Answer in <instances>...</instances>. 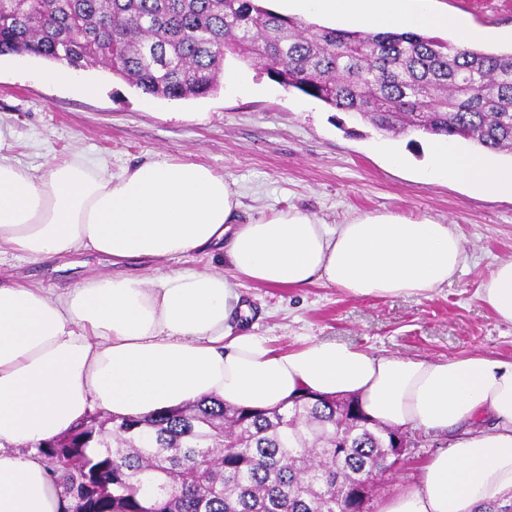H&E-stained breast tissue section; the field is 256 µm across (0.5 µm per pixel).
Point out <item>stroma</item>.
Segmentation results:
<instances>
[{
	"label": "stroma",
	"mask_w": 512,
	"mask_h": 512,
	"mask_svg": "<svg viewBox=\"0 0 512 512\" xmlns=\"http://www.w3.org/2000/svg\"><path fill=\"white\" fill-rule=\"evenodd\" d=\"M433 7L481 31L478 47L512 49V0H434ZM39 67L27 56L0 57V154L23 167L42 168L78 153L116 174L165 156L206 164L235 182L244 223L293 207L323 224L395 213L452 225L462 238L463 270L426 298L358 299L320 283L301 289L243 283L247 331L279 347L310 337L377 355L512 358V324L496 320L478 299L494 267L512 260V197L422 181L428 135L377 130L231 57L225 69L248 70L253 91L224 84L208 97L187 100L143 94L100 67L77 70L70 83L48 84L39 79ZM392 152L404 156L403 166L388 164ZM223 257L215 248L158 269L145 260L114 267L89 251L40 263L5 254L0 278L35 281L52 292L114 268L147 277L161 269L219 271ZM410 435L415 446L373 488L370 512H379L398 485L412 483L419 465L448 443L444 435L415 429Z\"/></svg>",
	"instance_id": "35a3bbf8"
}]
</instances>
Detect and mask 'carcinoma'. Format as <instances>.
<instances>
[{"label": "carcinoma", "mask_w": 512, "mask_h": 512, "mask_svg": "<svg viewBox=\"0 0 512 512\" xmlns=\"http://www.w3.org/2000/svg\"><path fill=\"white\" fill-rule=\"evenodd\" d=\"M84 20L85 39L69 36ZM0 56L102 66L169 100L216 92L224 60L376 129L512 153V51L423 32L342 30L261 0H0ZM398 427L353 398L253 410L219 398L140 417L91 414L35 446L67 512H350L364 469L395 464Z\"/></svg>", "instance_id": "carcinoma-1"}]
</instances>
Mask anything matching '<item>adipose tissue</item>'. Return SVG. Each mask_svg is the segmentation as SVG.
<instances>
[{"label":"adipose tissue","mask_w":512,"mask_h":512,"mask_svg":"<svg viewBox=\"0 0 512 512\" xmlns=\"http://www.w3.org/2000/svg\"><path fill=\"white\" fill-rule=\"evenodd\" d=\"M281 2L366 31L451 25L461 46L474 35L430 0ZM421 176L512 196V167L443 137ZM241 207L223 175L198 162L157 157L115 176L80 155L42 171L0 155V254L37 262L88 250L114 263L162 262L219 245L227 265L151 279L92 275L52 294L0 280V512H66L35 447L87 415L144 416L204 396L254 409L308 392L355 397L383 425L447 435L446 449L379 512H472L512 492V358L377 356L314 339L279 350L232 324L247 312L237 291L244 282L428 296L464 264L451 225L392 213L319 224L293 209L243 224ZM478 297L512 323V260L492 270ZM487 416L496 421L489 431L479 426Z\"/></svg>","instance_id":"obj_1"}]
</instances>
